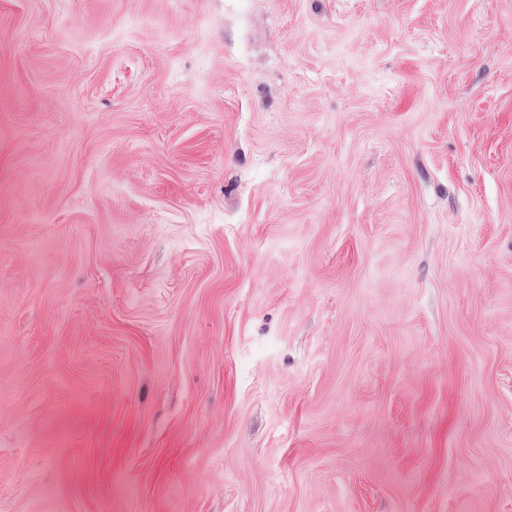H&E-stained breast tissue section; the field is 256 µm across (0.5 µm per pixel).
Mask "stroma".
Here are the masks:
<instances>
[{"label": "stroma", "instance_id": "stroma-1", "mask_svg": "<svg viewBox=\"0 0 512 512\" xmlns=\"http://www.w3.org/2000/svg\"><path fill=\"white\" fill-rule=\"evenodd\" d=\"M0 512H512V0H0Z\"/></svg>", "mask_w": 512, "mask_h": 512}]
</instances>
